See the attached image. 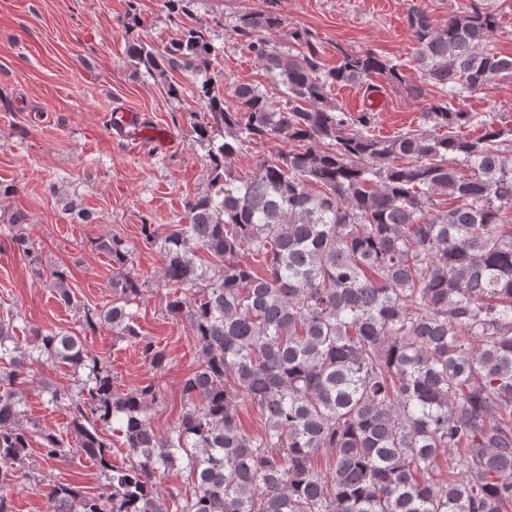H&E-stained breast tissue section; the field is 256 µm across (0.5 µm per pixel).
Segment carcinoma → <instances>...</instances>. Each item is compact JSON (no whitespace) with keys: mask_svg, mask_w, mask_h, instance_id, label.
Masks as SVG:
<instances>
[{"mask_svg":"<svg viewBox=\"0 0 512 512\" xmlns=\"http://www.w3.org/2000/svg\"><path fill=\"white\" fill-rule=\"evenodd\" d=\"M193 2L164 0L177 27L165 50L128 45L136 68L169 95L190 78L205 109L191 128L206 150L207 190L185 200L186 223L167 232L141 225L174 289L166 312L195 338L183 411L157 435L151 415L164 397L155 379L119 390L82 337L37 331L26 349L16 316L0 315V512H12L6 490L32 477L34 437L44 462L73 452L102 477L93 495L45 484L51 512H512V153L502 149L512 129L482 121L479 136L460 135L476 115L453 104L512 72L511 56L487 49L497 14L474 4L443 23L409 8L414 61L440 91L422 118L447 133L380 138L371 133L376 112L351 114L329 91L373 75L402 84L399 65L339 47L328 69L310 30L281 37L278 13L243 12L224 29L268 83L235 85L229 104L212 28L183 21ZM262 141L285 148L251 177L236 175L232 159ZM25 221L21 211L7 218L29 255ZM98 249L117 267V299L84 308V327H112L162 371L168 355L136 327L143 283L132 248L114 235ZM201 250L211 263L196 261ZM242 252L263 259L265 273L240 262ZM49 281L73 302L65 272ZM48 361L74 375L73 385L49 391L48 404L68 411L64 436L27 417L16 387ZM244 402L264 419L261 431L242 426ZM115 422L126 448L120 465L105 436ZM323 453L324 470L315 466ZM444 455L446 476L437 467ZM178 459L190 495L159 487Z\"/></svg>","mask_w":512,"mask_h":512,"instance_id":"cac0c4a2","label":"carcinoma"}]
</instances>
